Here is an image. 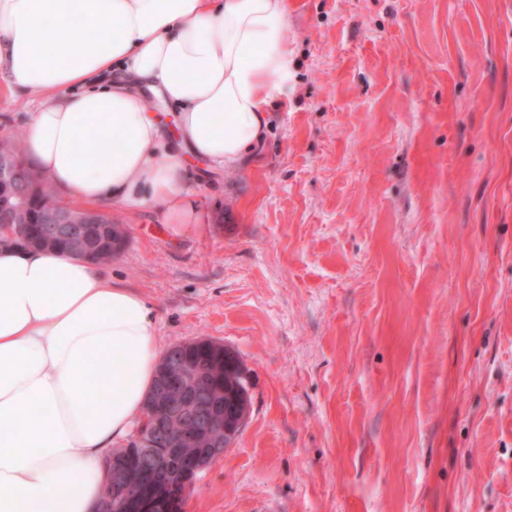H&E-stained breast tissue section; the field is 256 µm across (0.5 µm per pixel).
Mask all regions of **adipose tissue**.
<instances>
[{"label": "adipose tissue", "instance_id": "adipose-tissue-1", "mask_svg": "<svg viewBox=\"0 0 512 512\" xmlns=\"http://www.w3.org/2000/svg\"><path fill=\"white\" fill-rule=\"evenodd\" d=\"M295 67L288 0H0V87L34 104L24 152L84 206L198 223L188 159L238 168ZM147 90L176 107L177 138ZM160 359L141 293L86 259L0 244V512H99L104 454Z\"/></svg>", "mask_w": 512, "mask_h": 512}]
</instances>
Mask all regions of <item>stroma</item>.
<instances>
[{
    "instance_id": "1",
    "label": "stroma",
    "mask_w": 512,
    "mask_h": 512,
    "mask_svg": "<svg viewBox=\"0 0 512 512\" xmlns=\"http://www.w3.org/2000/svg\"><path fill=\"white\" fill-rule=\"evenodd\" d=\"M263 145L106 273L249 413L182 512H512V0H288Z\"/></svg>"
}]
</instances>
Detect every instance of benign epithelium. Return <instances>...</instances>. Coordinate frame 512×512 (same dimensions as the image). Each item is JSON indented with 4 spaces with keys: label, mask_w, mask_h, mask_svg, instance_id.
I'll return each instance as SVG.
<instances>
[{
    "label": "benign epithelium",
    "mask_w": 512,
    "mask_h": 512,
    "mask_svg": "<svg viewBox=\"0 0 512 512\" xmlns=\"http://www.w3.org/2000/svg\"><path fill=\"white\" fill-rule=\"evenodd\" d=\"M21 160L3 151L0 153V189L13 190L19 199L30 197L41 188L40 178L32 174L27 184L17 189L14 179ZM33 223V215L22 206L0 208V242L31 246L27 240L26 225ZM39 223L43 231L38 239L41 244H52L61 233L71 240L73 252L85 254L95 242L94 228L106 223L105 213L83 209L74 214L71 206L47 202L40 211ZM207 384L206 372L195 359L180 356L173 360L161 358L157 379L149 397L148 411L143 415V425L156 426L172 419L196 416L202 425H186L168 434L167 453L154 457L155 466L187 493L202 470L201 462H212L230 447L246 422V412L234 401L224 403L219 411L201 397ZM110 482L108 490L112 501L126 508V512H153V500L143 485L132 477L133 465L125 456H112L108 461Z\"/></svg>",
    "instance_id": "obj_1"
}]
</instances>
